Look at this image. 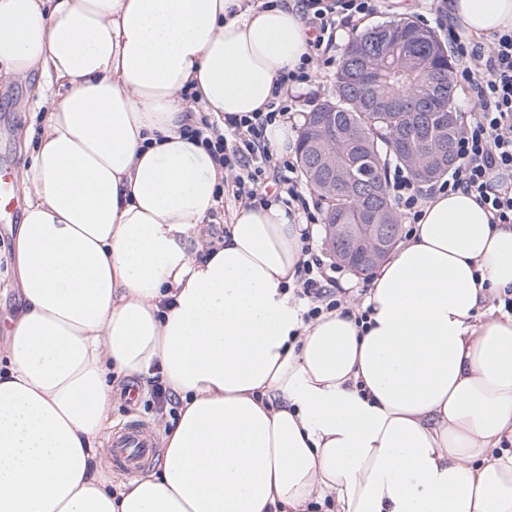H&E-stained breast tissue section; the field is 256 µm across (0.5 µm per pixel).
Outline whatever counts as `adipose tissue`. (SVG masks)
Wrapping results in <instances>:
<instances>
[{
    "mask_svg": "<svg viewBox=\"0 0 512 512\" xmlns=\"http://www.w3.org/2000/svg\"><path fill=\"white\" fill-rule=\"evenodd\" d=\"M448 13L512 30V0ZM308 41L293 0H0V76L66 86L21 173L0 512H512L511 224L434 194L360 306L310 321L297 214L208 242L224 170L188 130L267 111ZM156 371L178 417L112 480L114 393Z\"/></svg>",
    "mask_w": 512,
    "mask_h": 512,
    "instance_id": "adipose-tissue-1",
    "label": "adipose tissue"
}]
</instances>
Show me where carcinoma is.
I'll return each mask as SVG.
<instances>
[{"label":"carcinoma","instance_id":"1","mask_svg":"<svg viewBox=\"0 0 512 512\" xmlns=\"http://www.w3.org/2000/svg\"><path fill=\"white\" fill-rule=\"evenodd\" d=\"M359 56L344 54L336 73L331 99L319 105L336 106V140L317 147L309 138L299 143L302 174L319 197L326 200L324 221L327 224H360L365 201L354 192L328 200L326 175L311 169L306 162L313 153L336 151V162L348 161L352 174L376 181V190L384 208L391 212V223H398L392 203L388 168L390 163L407 167L395 152L400 134L407 136L409 151L419 149L425 137L442 135L447 144L455 138L457 116L453 94L442 97L431 82L434 74L451 76L452 63L447 45L435 31L425 29L404 18L381 22L362 31L348 45ZM416 95L430 99L431 121L425 129L408 123L394 112L379 105L389 99Z\"/></svg>","mask_w":512,"mask_h":512}]
</instances>
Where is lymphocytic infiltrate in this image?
I'll return each instance as SVG.
<instances>
[{"instance_id": "f902f5d3", "label": "lymphocytic infiltrate", "mask_w": 512, "mask_h": 512, "mask_svg": "<svg viewBox=\"0 0 512 512\" xmlns=\"http://www.w3.org/2000/svg\"><path fill=\"white\" fill-rule=\"evenodd\" d=\"M303 15L318 34L310 41V53L300 66L280 76L278 86L300 84L311 79L312 51L319 48L320 37H334L339 27L352 25L354 19L370 11V0H302ZM458 61L456 82L474 98L476 112L461 121L454 141L457 165L440 183V191L457 190L474 194L476 201L491 215L494 224H512V31L496 35L489 48L452 37ZM292 110L286 97H277L268 111L248 112L227 119L219 128L201 118L191 134L198 138L223 168L225 183L231 184L233 197L243 206L269 204L279 200L303 208L307 202L300 184L289 177H278V170L291 169L284 157H274L265 137L275 121L287 119ZM299 279L295 296L307 302V319L345 305L334 288L336 268L325 265L317 240L311 233L302 236Z\"/></svg>"}]
</instances>
